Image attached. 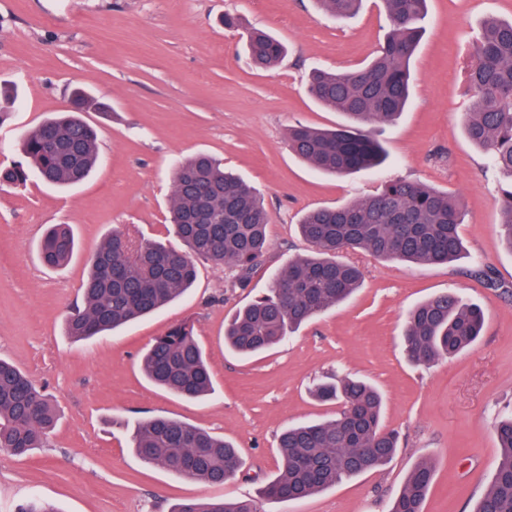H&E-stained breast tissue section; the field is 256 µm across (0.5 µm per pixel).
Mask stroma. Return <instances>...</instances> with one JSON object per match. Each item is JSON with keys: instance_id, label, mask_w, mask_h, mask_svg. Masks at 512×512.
I'll return each instance as SVG.
<instances>
[{"instance_id": "1", "label": "stroma", "mask_w": 512, "mask_h": 512, "mask_svg": "<svg viewBox=\"0 0 512 512\" xmlns=\"http://www.w3.org/2000/svg\"><path fill=\"white\" fill-rule=\"evenodd\" d=\"M240 29H225L224 13ZM512 18V0H428L412 59L411 104L379 129L389 153L375 171L347 177L315 170L288 148L296 124L331 128L344 116L306 92L320 65L347 71L370 62L389 29L376 0L340 21L314 0H0V84L19 101L0 122V164L21 160L19 135L66 111L74 88L95 104L101 163L84 184L57 188L29 179L0 188V358L46 392L60 416L46 448L17 457L0 448V512L36 496L62 512H170L188 498L257 497L280 473L278 436L288 426L335 418L339 404L310 388L351 373L384 394L382 424L400 448L381 468L342 479L300 502H262L263 512H386L422 461L434 468L423 512H472L492 481L493 425L512 413V252L499 234L497 188L483 152L464 132L471 44L487 18ZM270 30L287 47L283 62L254 69L242 31ZM107 111H97V103ZM204 152L264 196L269 249L248 287L198 261L179 300L110 336L76 342L64 326L82 299L87 261L118 231L177 246L169 224L171 171ZM391 178L460 197L464 250L445 265L349 253L364 273L342 305L314 317L286 342L251 358L224 347L235 313L263 294L288 262L311 252L298 223L308 210L375 193ZM52 224L71 225L79 251L69 265H44L36 245ZM489 270L496 287L472 276ZM454 292L486 314L467 351L411 362L401 336L407 311ZM190 321L209 358L214 391L191 401L149 383L139 357L172 325ZM162 414L212 431L236 446L241 467L224 484L180 478L136 457L129 435Z\"/></svg>"}]
</instances>
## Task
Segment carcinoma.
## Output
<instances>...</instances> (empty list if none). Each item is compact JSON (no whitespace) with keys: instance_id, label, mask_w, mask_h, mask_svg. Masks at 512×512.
Instances as JSON below:
<instances>
[{"instance_id":"obj_1","label":"carcinoma","mask_w":512,"mask_h":512,"mask_svg":"<svg viewBox=\"0 0 512 512\" xmlns=\"http://www.w3.org/2000/svg\"><path fill=\"white\" fill-rule=\"evenodd\" d=\"M327 14L352 17L362 0H316ZM427 0H381L390 30L375 59L344 73L315 68L308 93L319 104L341 112L348 123L333 129L295 125L288 147L316 169L348 175L382 166L386 153L374 130L393 124L410 98V60L423 31ZM257 68L277 65L285 47L262 29L246 36ZM472 90L464 130L485 152L487 166L508 178L500 187V236L512 252V19L489 18L473 46L467 69ZM73 107L48 117L22 135L24 161L0 167V186L26 181L32 170L44 183L73 187L98 162L96 130L81 115L89 97L77 90ZM170 221L184 248L143 244L114 233L94 252L84 283L82 305L73 308L67 334L85 340L150 315L182 296L194 283V258L234 270L236 286L248 285L267 249L268 212L258 192L207 155L178 162L173 170ZM460 200L421 183L386 180L366 198L308 211L299 229L314 254L294 258L267 288L240 310L224 332V345L250 356L282 342L309 319L344 302L359 286L360 268L341 259L362 250L383 259L427 265L452 261L463 250ZM77 242L66 224L48 228L38 246L42 262L67 264ZM484 310L453 293L434 296L407 316L404 343L408 356L425 363L460 353L477 342ZM141 369L154 384L183 398L198 400L212 390L210 367L195 336L182 322L154 339L141 357ZM313 395L336 401V418L300 424L279 438L280 474L264 488L273 500H303L388 463L399 437L381 425L383 397L368 382L350 375L319 379ZM58 415L49 396L14 364L0 359V448L23 456L43 448ZM498 455L493 480L475 512H512V414L494 425ZM142 460L188 479L222 485L240 468L235 447L189 423L165 416L139 422L132 436ZM433 466L419 462L388 512H423ZM16 512H58L32 498ZM171 512H259L254 500L188 499Z\"/></svg>"}]
</instances>
